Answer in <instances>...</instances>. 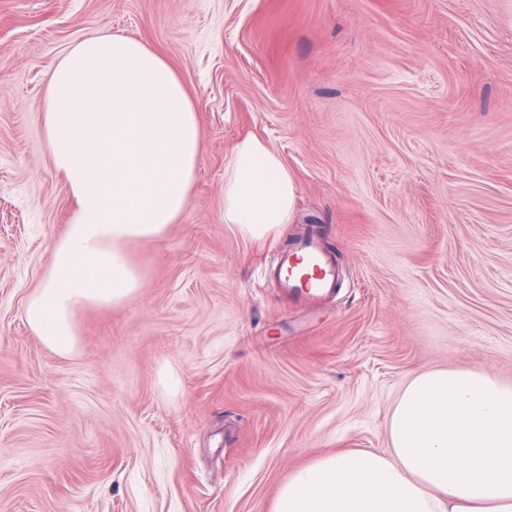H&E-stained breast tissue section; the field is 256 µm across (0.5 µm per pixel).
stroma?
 <instances>
[{"mask_svg":"<svg viewBox=\"0 0 512 512\" xmlns=\"http://www.w3.org/2000/svg\"><path fill=\"white\" fill-rule=\"evenodd\" d=\"M99 29L161 53L200 106L182 220L147 286L28 328L72 199L47 155L48 69ZM256 136L342 286L313 307L224 222ZM512 384V0H0V512H270L297 468L390 448L411 377Z\"/></svg>","mask_w":512,"mask_h":512,"instance_id":"1","label":"stroma"}]
</instances>
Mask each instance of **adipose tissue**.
<instances>
[{
    "mask_svg": "<svg viewBox=\"0 0 512 512\" xmlns=\"http://www.w3.org/2000/svg\"><path fill=\"white\" fill-rule=\"evenodd\" d=\"M46 151L75 206L24 319L73 354L77 313L116 307L147 281L132 245L163 240L185 215L203 117L167 61L143 41L99 30L45 75ZM298 186L256 136L224 166V222L245 243L276 245ZM389 453L341 451L294 471L271 512H512V386L477 370L414 376L390 419Z\"/></svg>",
    "mask_w": 512,
    "mask_h": 512,
    "instance_id": "1",
    "label": "adipose tissue"
}]
</instances>
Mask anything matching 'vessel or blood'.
I'll return each instance as SVG.
<instances>
[{"instance_id":"b4317fda","label":"vessel or blood","mask_w":512,"mask_h":512,"mask_svg":"<svg viewBox=\"0 0 512 512\" xmlns=\"http://www.w3.org/2000/svg\"><path fill=\"white\" fill-rule=\"evenodd\" d=\"M279 286L289 297L314 303L334 294L338 286L336 263L313 234H304L290 249L273 260Z\"/></svg>"}]
</instances>
